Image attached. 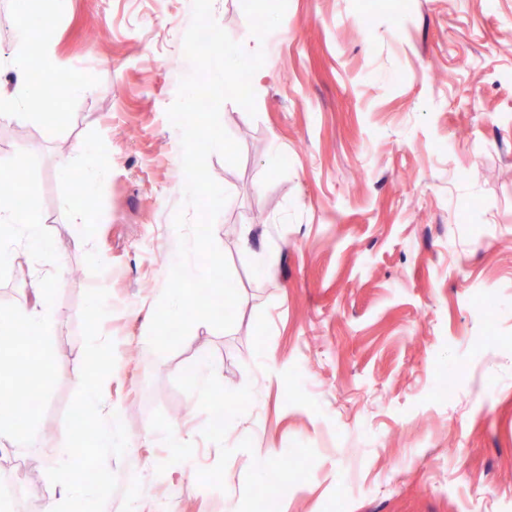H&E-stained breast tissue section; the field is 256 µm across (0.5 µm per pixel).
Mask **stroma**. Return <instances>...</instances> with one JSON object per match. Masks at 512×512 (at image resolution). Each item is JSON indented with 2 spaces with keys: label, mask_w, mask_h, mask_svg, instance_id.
<instances>
[{
  "label": "stroma",
  "mask_w": 512,
  "mask_h": 512,
  "mask_svg": "<svg viewBox=\"0 0 512 512\" xmlns=\"http://www.w3.org/2000/svg\"><path fill=\"white\" fill-rule=\"evenodd\" d=\"M19 6L0 0L5 94ZM213 18L265 54L255 114L220 110L239 164L208 159L228 194L213 237L240 295L229 330L193 327L165 355L148 342L174 215L197 217L167 116L192 0H70L54 61L90 91L56 106L50 139L0 120L47 243L0 272V303L25 304L19 283L57 261L81 271L56 292V364L25 447L0 450V499L42 512L33 488L65 482L50 463L97 343L122 440L76 459L86 512H512V0H213ZM92 165L107 177L76 224L63 200ZM203 354L234 412L219 430L190 374Z\"/></svg>",
  "instance_id": "1"
}]
</instances>
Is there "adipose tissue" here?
Segmentation results:
<instances>
[{
    "instance_id": "obj_1",
    "label": "adipose tissue",
    "mask_w": 512,
    "mask_h": 512,
    "mask_svg": "<svg viewBox=\"0 0 512 512\" xmlns=\"http://www.w3.org/2000/svg\"><path fill=\"white\" fill-rule=\"evenodd\" d=\"M51 7L41 16L40 36L30 31L29 11L15 16L16 47L13 70L14 94H0V119L25 121L24 109L30 102L47 103L67 99L88 90L87 80L58 74L49 36L56 21L67 13L69 0H50ZM13 163L0 158V173L8 175L6 188L0 189V267L20 259H32L33 245L42 237L43 216L25 185L12 177ZM63 283L55 276L51 284L29 283L30 305L18 308L0 306V383L12 382L14 393L0 391V444L22 447L31 412L18 399L24 391L42 390L53 356L44 348L45 327L53 314V295ZM90 367L77 384L79 419L73 421L68 435L72 442L64 455L55 460L62 472L72 471L77 454L94 448L112 447L119 431L112 409L104 398V386L112 357L100 345L89 352Z\"/></svg>"
}]
</instances>
